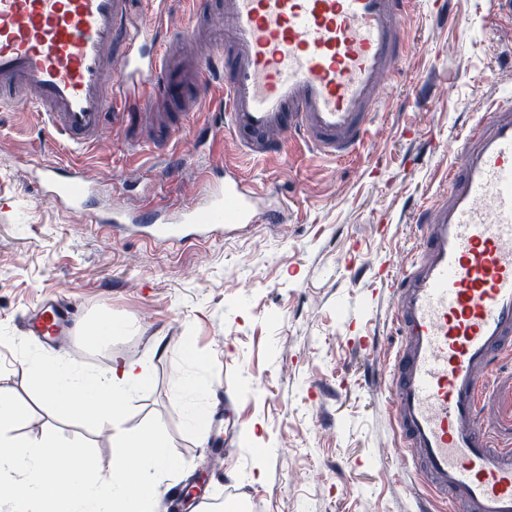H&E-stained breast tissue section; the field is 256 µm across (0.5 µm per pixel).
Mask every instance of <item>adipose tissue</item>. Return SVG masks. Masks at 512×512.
<instances>
[{
  "instance_id": "1",
  "label": "adipose tissue",
  "mask_w": 512,
  "mask_h": 512,
  "mask_svg": "<svg viewBox=\"0 0 512 512\" xmlns=\"http://www.w3.org/2000/svg\"><path fill=\"white\" fill-rule=\"evenodd\" d=\"M48 395L113 432L112 464L99 473L85 446L63 443L54 430L30 441L14 433L16 405L0 399V500L12 512H158L160 478L179 464L160 427L124 429L127 401L151 378L138 362L78 373L64 361L38 363Z\"/></svg>"
}]
</instances>
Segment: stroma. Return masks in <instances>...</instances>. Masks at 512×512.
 <instances>
[{"label":"stroma","instance_id":"stroma-1","mask_svg":"<svg viewBox=\"0 0 512 512\" xmlns=\"http://www.w3.org/2000/svg\"><path fill=\"white\" fill-rule=\"evenodd\" d=\"M402 28L405 52L370 137L345 161L302 144L247 157L225 124L218 80L195 110L174 111V138L162 148L136 114L75 149L48 135L35 108L0 104V397L21 407V436L36 440L55 426L107 471L111 430L46 403L35 365L61 357L90 372L116 358L142 361L151 383L125 427L161 422L180 460L163 491L183 492L198 459L223 445L214 416L228 409L235 436L227 467L245 489L243 512H446L398 456L386 409L391 378L354 341L374 337L388 356L399 346L389 291L374 268L413 261L416 214L447 192L463 134L512 101V21L495 0H412ZM45 164L75 168L94 186L90 214L45 195L32 178ZM201 170L217 183L235 170L270 191L281 223L162 244L90 220L115 208L172 217L199 198ZM56 298L74 307L75 326L64 346L51 348L21 321ZM103 314L132 330L110 346H88L82 328ZM186 345L199 364L183 360ZM188 374L203 391L200 432L180 394ZM488 386L501 434L512 433V359Z\"/></svg>","mask_w":512,"mask_h":512}]
</instances>
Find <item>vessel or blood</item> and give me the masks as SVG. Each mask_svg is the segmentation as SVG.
I'll return each instance as SVG.
<instances>
[{
	"label": "vessel or blood",
	"mask_w": 512,
	"mask_h": 512,
	"mask_svg": "<svg viewBox=\"0 0 512 512\" xmlns=\"http://www.w3.org/2000/svg\"><path fill=\"white\" fill-rule=\"evenodd\" d=\"M410 0H224L211 31L215 59L184 60V36L158 39L132 18V0H0V102L43 109L52 138L79 147L115 112L147 104L159 134L167 108L193 110L214 69L224 112L246 153L302 141L340 159L363 144L385 81L404 53ZM122 79L113 82V71ZM44 191L74 211L91 188L75 170L40 167ZM205 211L178 223L113 213L115 225L147 224L160 242L204 241L224 229L276 224L246 179L204 184ZM420 241L388 283L401 345L388 407L400 445L451 512H512V444L494 433L488 378L512 356V105L478 120L448 168V191L420 217ZM70 325L46 302L23 320L45 342Z\"/></svg>",
	"instance_id": "vessel-or-blood-1"
}]
</instances>
